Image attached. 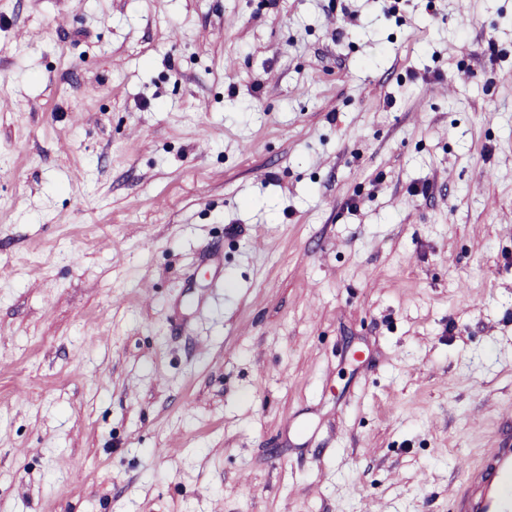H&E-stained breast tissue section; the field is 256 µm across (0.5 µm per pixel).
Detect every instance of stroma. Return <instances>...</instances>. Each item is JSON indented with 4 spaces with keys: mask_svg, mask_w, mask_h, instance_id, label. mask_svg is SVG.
Segmentation results:
<instances>
[{
    "mask_svg": "<svg viewBox=\"0 0 512 512\" xmlns=\"http://www.w3.org/2000/svg\"><path fill=\"white\" fill-rule=\"evenodd\" d=\"M0 101V512H448L512 431V0H0Z\"/></svg>",
    "mask_w": 512,
    "mask_h": 512,
    "instance_id": "35a3bbf8",
    "label": "stroma"
}]
</instances>
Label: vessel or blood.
<instances>
[{
  "label": "vessel or blood",
  "instance_id": "1",
  "mask_svg": "<svg viewBox=\"0 0 512 512\" xmlns=\"http://www.w3.org/2000/svg\"><path fill=\"white\" fill-rule=\"evenodd\" d=\"M451 512H512V436L499 437L476 465L467 466L462 487L449 492Z\"/></svg>",
  "mask_w": 512,
  "mask_h": 512
}]
</instances>
